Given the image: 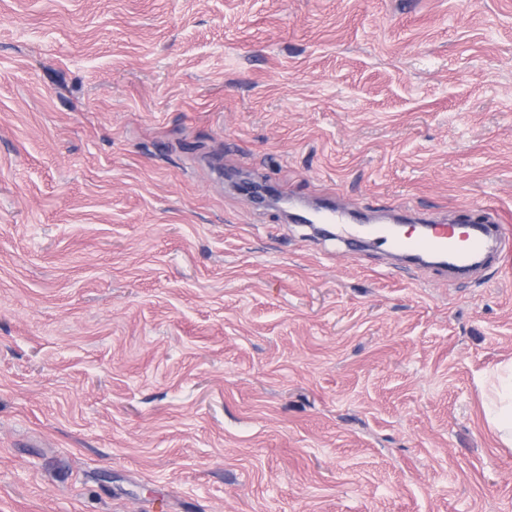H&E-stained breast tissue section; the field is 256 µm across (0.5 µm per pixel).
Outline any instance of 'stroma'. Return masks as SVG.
<instances>
[{
  "mask_svg": "<svg viewBox=\"0 0 512 512\" xmlns=\"http://www.w3.org/2000/svg\"><path fill=\"white\" fill-rule=\"evenodd\" d=\"M245 181L512 221V0H0V512H512V251ZM370 219L357 211L340 212L332 208L316 209L313 224H369ZM480 232L468 235L464 232V239H459L454 228L449 224L432 223L427 234L416 238L387 237L390 239L391 248L399 257L413 258L416 255L438 254L442 256L443 263L439 266L446 268L448 257L453 268L471 267L470 258L479 255L486 249L489 239H494L502 246L509 243L512 235L511 224H506L500 218L481 209ZM493 397L483 402L486 421L497 430L503 444L512 447V363L497 376Z\"/></svg>",
  "mask_w": 512,
  "mask_h": 512,
  "instance_id": "stroma-1",
  "label": "stroma"
}]
</instances>
